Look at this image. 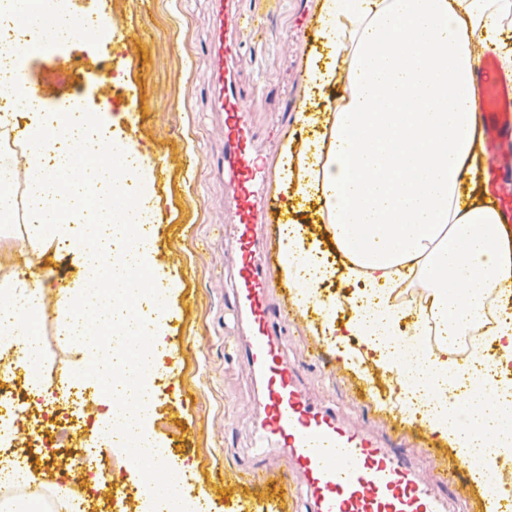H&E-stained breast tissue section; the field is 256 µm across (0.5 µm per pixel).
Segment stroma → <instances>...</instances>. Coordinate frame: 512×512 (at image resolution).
Here are the masks:
<instances>
[{
	"label": "stroma",
	"instance_id": "stroma-1",
	"mask_svg": "<svg viewBox=\"0 0 512 512\" xmlns=\"http://www.w3.org/2000/svg\"><path fill=\"white\" fill-rule=\"evenodd\" d=\"M72 13H103L112 34L93 42L77 40L31 59L29 73L45 106L56 107L77 84L102 79L83 102L99 113L120 138H131L153 162L145 202L152 213L154 275L169 289L161 353L164 368L154 385L153 433L160 447L184 462L182 492L204 500L206 512H307L303 483L287 454L265 460L255 450L259 385L244 361L243 329L232 306L231 211L220 171L224 159V115L215 107L211 54L214 0H67ZM255 20V31L234 67L245 102L254 112L257 144L272 171L268 184L283 208L298 214L308 243L328 259L331 274L317 289L320 300L356 295L344 280V262L314 221L312 199H288L281 176L287 162L280 150L287 136L310 137V128L281 112V101H300L309 64L320 61L318 43L299 44L298 13L317 16V0H240ZM146 33L140 50L127 55L129 36ZM196 153L195 170L185 164ZM15 224L0 223V276L28 277L41 265L48 288L44 307L55 310L57 277L83 284L75 253L39 251ZM272 310L288 312L281 344L288 361L317 402L365 431L393 444L425 476L455 471L459 496L455 512H486L485 489L472 474L456 471L448 445L420 423L401 418L394 407L391 376L367 362L344 364L327 340L332 323H343L345 308L324 316L319 303L295 302L282 279L271 281ZM44 356L41 382L61 390L65 375L84 371V351L58 333L57 321L41 322ZM273 463L277 486L249 484L245 472Z\"/></svg>",
	"mask_w": 512,
	"mask_h": 512
}]
</instances>
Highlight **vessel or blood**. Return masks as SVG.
I'll return each instance as SVG.
<instances>
[{"label": "vessel or blood", "mask_w": 512, "mask_h": 512, "mask_svg": "<svg viewBox=\"0 0 512 512\" xmlns=\"http://www.w3.org/2000/svg\"><path fill=\"white\" fill-rule=\"evenodd\" d=\"M238 0H225L223 39L216 43L214 81L224 114V183L237 228L235 305L247 327L245 358L260 388L259 449L287 453L303 479L311 512H447L451 477L440 485L412 470L393 450L351 427L308 396L298 369L285 357L280 324L272 318L265 289L280 270L288 219L265 192L270 177L260 163L251 113L231 64L243 40ZM479 104L485 149L492 159L487 186L492 203L512 222V84L496 77L486 56Z\"/></svg>", "instance_id": "b4317fda"}]
</instances>
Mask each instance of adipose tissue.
<instances>
[{"mask_svg":"<svg viewBox=\"0 0 512 512\" xmlns=\"http://www.w3.org/2000/svg\"><path fill=\"white\" fill-rule=\"evenodd\" d=\"M324 24L317 39L328 62L311 66L302 98L326 102L324 117L302 112L314 131L303 149L285 141L294 198L315 195L324 224L350 278L366 299L329 334L348 357L356 336L362 357L394 374L395 403L408 420L474 460L512 457V322L494 330L499 378L475 385L474 369L449 345L484 318L486 299L512 284V251L502 243L501 215L484 202L473 132L480 84L474 43L496 49L512 0H317ZM48 16L46 40H94L100 30L78 23L61 0H0V17ZM15 66L0 60V101L22 99L37 113L27 153L53 147L54 166L28 169L23 227L37 247L71 246L84 284L57 308L60 333L84 343L104 386L112 441L142 449L152 442L142 408L153 397L159 338L168 291L148 289L153 241L142 205L152 166L126 142L92 140L97 113L43 111L21 98ZM325 274L298 225L285 239L281 275L304 304ZM466 282L469 297L448 293L449 277ZM420 283V301L400 304L398 291ZM40 282L0 279V355L20 362L43 353L36 316ZM430 326L441 342L404 351L393 328L405 312Z\"/></svg>","mask_w":512,"mask_h":512,"instance_id":"adipose-tissue-1","label":"adipose tissue"}]
</instances>
